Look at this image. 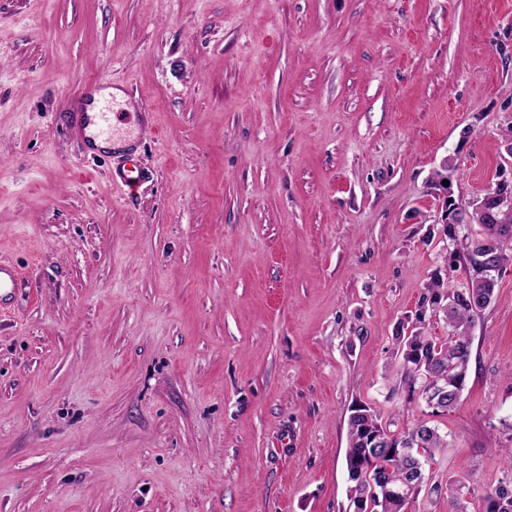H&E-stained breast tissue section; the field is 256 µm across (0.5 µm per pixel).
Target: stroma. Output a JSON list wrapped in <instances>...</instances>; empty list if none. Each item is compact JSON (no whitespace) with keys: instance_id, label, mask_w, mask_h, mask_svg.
I'll return each instance as SVG.
<instances>
[{"instance_id":"obj_1","label":"stroma","mask_w":512,"mask_h":512,"mask_svg":"<svg viewBox=\"0 0 512 512\" xmlns=\"http://www.w3.org/2000/svg\"><path fill=\"white\" fill-rule=\"evenodd\" d=\"M116 80L143 181L70 132ZM512 0H0V512H354L363 404L512 484V265L459 406L403 389L440 234L512 180ZM442 172L448 184L432 181ZM124 163L119 165L112 172V184L116 187L127 186L132 181L136 180L142 173L136 165V159L133 151H128L123 154ZM130 167H126L127 165ZM136 173V175H134ZM20 273L10 262L0 258V310L5 312L8 309L7 301L16 287Z\"/></svg>"}]
</instances>
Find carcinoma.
<instances>
[{
  "mask_svg": "<svg viewBox=\"0 0 512 512\" xmlns=\"http://www.w3.org/2000/svg\"><path fill=\"white\" fill-rule=\"evenodd\" d=\"M475 220L481 231L464 254L466 284L452 288L441 278L425 288L415 319L422 329L398 337L396 354L402 359L409 396L420 393L433 411L455 409L465 389L472 357L471 328L494 301L498 277L512 262V208L486 196L481 212H468L445 203L443 233L455 242L460 227ZM444 316L448 336L435 340L425 333L432 318ZM447 447L434 427L419 422L401 433L391 431L370 408L360 406L348 419L346 465L353 486L355 512H402L404 499L414 501L425 480V467L439 448ZM466 485L448 481L453 512H467ZM485 512H512V488L503 486L484 496Z\"/></svg>",
  "mask_w": 512,
  "mask_h": 512,
  "instance_id": "carcinoma-1",
  "label": "carcinoma"
}]
</instances>
